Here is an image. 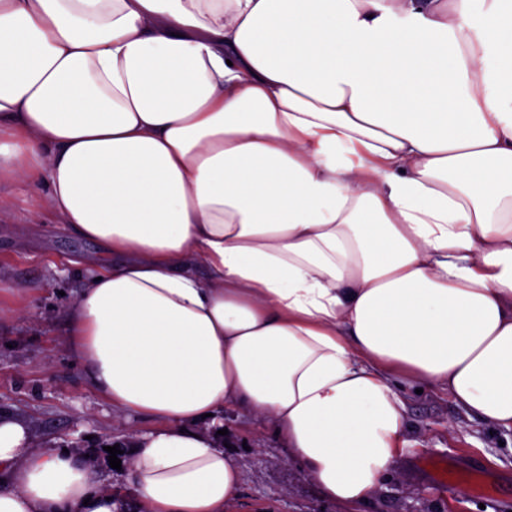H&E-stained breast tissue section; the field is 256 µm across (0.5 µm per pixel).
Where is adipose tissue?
<instances>
[{"label": "adipose tissue", "mask_w": 512, "mask_h": 512, "mask_svg": "<svg viewBox=\"0 0 512 512\" xmlns=\"http://www.w3.org/2000/svg\"><path fill=\"white\" fill-rule=\"evenodd\" d=\"M2 182L101 245L65 347L161 425L132 502L0 414V512H224L228 405L340 503L399 382L512 431V0H0Z\"/></svg>", "instance_id": "obj_1"}]
</instances>
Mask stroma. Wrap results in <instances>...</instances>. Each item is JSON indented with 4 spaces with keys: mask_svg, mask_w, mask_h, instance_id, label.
I'll return each instance as SVG.
<instances>
[{
    "mask_svg": "<svg viewBox=\"0 0 512 512\" xmlns=\"http://www.w3.org/2000/svg\"><path fill=\"white\" fill-rule=\"evenodd\" d=\"M0 192L12 204L9 216L0 218V412L24 420L39 443L94 456L103 477L135 498L125 471L110 467L107 448L130 452L129 426L145 433L158 422L147 415L120 419L64 346V310L102 248L53 214L34 217L27 185ZM12 283L25 285V292L9 291ZM17 305L25 317L9 316ZM401 395L408 444L382 489L352 505L324 497L291 461L270 422L225 408L223 441L241 483L224 512H512V432L494 431L446 392L410 385Z\"/></svg>",
    "mask_w": 512,
    "mask_h": 512,
    "instance_id": "obj_1",
    "label": "stroma"
}]
</instances>
